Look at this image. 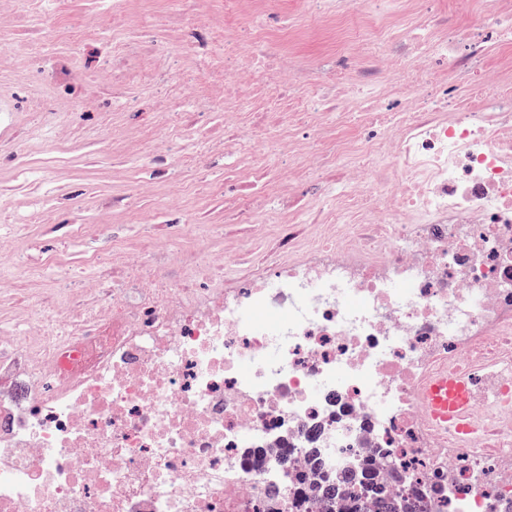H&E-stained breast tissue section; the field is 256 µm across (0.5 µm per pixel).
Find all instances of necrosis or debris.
<instances>
[{
	"label": "necrosis or debris",
	"mask_w": 512,
	"mask_h": 512,
	"mask_svg": "<svg viewBox=\"0 0 512 512\" xmlns=\"http://www.w3.org/2000/svg\"><path fill=\"white\" fill-rule=\"evenodd\" d=\"M253 2L247 41L228 23L216 43L178 0L184 68L145 69L159 46L133 37L94 74L116 106L173 84L189 127L216 109L196 76L216 58L225 111L276 90V112L224 136L291 159L277 248L228 288L239 257L172 256L178 206L119 267L103 257L124 227H104L93 297L42 296L36 336L0 340V512H311L332 481L336 512H358L369 474L423 512H512V0H490L474 31L437 0H308L343 34L318 65L278 50V0ZM324 74V111L365 101L392 126L269 143ZM264 177L236 185L225 223H255ZM330 191L344 230L305 244ZM442 371L466 379L468 432L428 417L422 389Z\"/></svg>",
	"instance_id": "obj_1"
}]
</instances>
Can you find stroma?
Listing matches in <instances>:
<instances>
[{
	"label": "stroma",
	"instance_id": "1",
	"mask_svg": "<svg viewBox=\"0 0 512 512\" xmlns=\"http://www.w3.org/2000/svg\"><path fill=\"white\" fill-rule=\"evenodd\" d=\"M114 0H0V26H16L18 36L46 26L54 16L63 15L74 23L92 27L94 41L75 50L58 38L39 45L36 54L0 46V110L13 112L14 120L29 131L28 145L16 166L0 168V184L11 187L9 196L0 200L14 231L0 235V267L13 270L38 240L44 225L64 224L78 217L75 232L68 243L67 258L79 255L85 240L96 235L105 224H126L130 233L124 248L114 250L112 264H122L129 253L138 250L145 236L157 228L156 217L173 194H180L187 233L178 241L199 259L209 251L223 253L235 245L252 256L275 248L282 231L281 217L273 206H265L252 225L224 221L222 200L233 188L222 168L206 171L175 168L170 182L149 180L144 172L145 154L151 135L159 128L176 126L174 90L166 84L136 89L133 112L114 108L108 91L88 86L86 93L95 98L97 109L90 124L78 127L69 113L54 120L52 131H45L32 113L16 109L9 91L25 84L37 94L64 95L65 89L53 78L37 74L39 57L53 60L69 57L77 72L90 73L103 50L119 46L133 33L131 27L110 21ZM172 6V0H124L131 16H152L156 23L150 33L154 40L178 52L180 42L175 31L160 18ZM288 22L300 33V49L317 56L328 50L330 25L317 16L304 14L300 0H285ZM53 140L52 152H45L44 136ZM74 195L73 213H55L42 201L45 189ZM119 196L122 203L112 210L100 207L102 199Z\"/></svg>",
	"mask_w": 512,
	"mask_h": 512
}]
</instances>
